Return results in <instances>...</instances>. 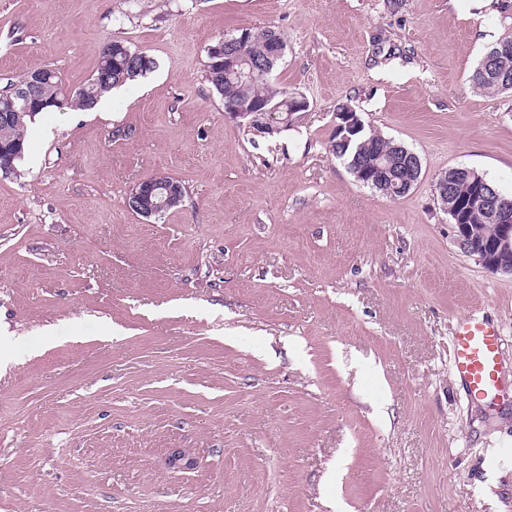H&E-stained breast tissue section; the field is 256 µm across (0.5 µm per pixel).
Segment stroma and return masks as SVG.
<instances>
[{
  "label": "stroma",
  "mask_w": 512,
  "mask_h": 512,
  "mask_svg": "<svg viewBox=\"0 0 512 512\" xmlns=\"http://www.w3.org/2000/svg\"><path fill=\"white\" fill-rule=\"evenodd\" d=\"M264 27L308 102L272 135L206 78ZM507 37L512 0H0V85L78 90L113 40L155 61L108 111L44 113L0 176V512H512V275L433 187L512 195V93L471 80ZM344 105L419 156L407 195L330 154ZM153 174L186 197L147 223L125 199ZM472 313L501 330L492 403L451 370Z\"/></svg>",
  "instance_id": "35a3bbf8"
}]
</instances>
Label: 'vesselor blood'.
<instances>
[{"label": "vessel or blood", "instance_id": "1", "mask_svg": "<svg viewBox=\"0 0 512 512\" xmlns=\"http://www.w3.org/2000/svg\"><path fill=\"white\" fill-rule=\"evenodd\" d=\"M502 336L489 319L467 315L457 320L452 336L451 368L468 394L496 401L502 388Z\"/></svg>", "mask_w": 512, "mask_h": 512}]
</instances>
